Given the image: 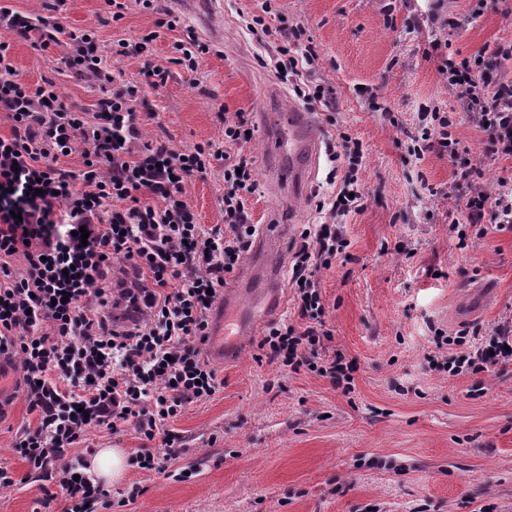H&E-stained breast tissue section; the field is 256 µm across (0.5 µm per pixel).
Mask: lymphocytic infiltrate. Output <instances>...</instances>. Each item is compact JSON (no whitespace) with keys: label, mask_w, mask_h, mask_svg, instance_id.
<instances>
[{"label":"lymphocytic infiltrate","mask_w":512,"mask_h":512,"mask_svg":"<svg viewBox=\"0 0 512 512\" xmlns=\"http://www.w3.org/2000/svg\"><path fill=\"white\" fill-rule=\"evenodd\" d=\"M29 17L0 7V112L11 123L0 136V356L17 359L30 411L39 415L14 446L30 471L63 491L68 512H95L107 502L101 485L66 459L88 429L134 424L147 440L161 439L165 451H138L133 465L161 469L174 456V441L162 436L168 419L188 405L212 397L217 373L202 356L209 338V313L227 276L236 271L256 226L249 197L257 190L253 160L228 155L207 142L177 150L164 141H142L135 109L145 87L165 83L168 68L149 61V39L119 40L117 57H145L144 84L117 85L103 63L91 31H73L68 66L79 78L104 88L94 113L76 112L59 101L55 84L32 86L19 79L9 59L10 35L32 39L47 50L59 21L41 19L32 37ZM301 28L284 30L281 66L312 75L318 56L302 46ZM438 72L459 111L485 133L487 156L512 157V80L500 68L512 59V44L492 55L458 58L430 44ZM455 122L439 107L418 113L411 156L430 150L447 155L456 170L449 192L466 191L465 212L453 219L459 241L485 236L489 227L512 224V175L480 185L482 169L465 156ZM345 171L327 203V219L305 225L295 253L292 279L300 317L307 326L283 324L261 341L269 360L304 368L351 392V363L340 351L320 356L332 341L326 329L319 273L344 253L343 220L364 208L367 194L358 172L360 141L339 133L328 146ZM80 154L82 168L59 161ZM224 163V226L204 229L186 201L190 177ZM86 237H78V230ZM123 258L137 283L111 290L105 283L114 258ZM143 306L134 327L112 328L101 307ZM456 350L434 368L457 376L512 363V319L491 331L461 332Z\"/></svg>","instance_id":"1"}]
</instances>
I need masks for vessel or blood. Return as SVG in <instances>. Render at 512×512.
<instances>
[{
    "mask_svg": "<svg viewBox=\"0 0 512 512\" xmlns=\"http://www.w3.org/2000/svg\"><path fill=\"white\" fill-rule=\"evenodd\" d=\"M266 162L268 166L282 165V174L290 188L302 185L311 173L319 154V139L315 133V120L311 113L299 110L279 112L266 119ZM282 246V227L276 223L265 224L253 248L254 256ZM258 293L263 309L253 320L230 324L229 315L241 304L246 292ZM282 306L276 268H265L251 286L235 283L225 286L224 296L216 306V321L210 339L208 354L227 364L239 356L242 336L255 334L263 322L277 314Z\"/></svg>",
    "mask_w": 512,
    "mask_h": 512,
    "instance_id": "1",
    "label": "vessel or blood"
}]
</instances>
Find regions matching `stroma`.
<instances>
[{
    "instance_id": "stroma-1",
    "label": "stroma",
    "mask_w": 512,
    "mask_h": 512,
    "mask_svg": "<svg viewBox=\"0 0 512 512\" xmlns=\"http://www.w3.org/2000/svg\"><path fill=\"white\" fill-rule=\"evenodd\" d=\"M434 0H410L385 13L384 0H128L113 20L104 0H66V30L93 31L104 57L121 39L154 34L156 63L168 67L165 85L146 91L142 138H162L180 150L224 138V118L243 113L254 130L247 149L257 191L254 224L286 216L280 288L286 296L275 323L298 322L291 284L293 254L304 225L323 222L318 201L337 190L327 151L295 193L276 190L265 159V116L288 107L312 113L321 142L340 132L364 149L359 180L365 208L344 219L346 255L321 270L319 286L332 346L355 363L345 394L307 370L260 359L259 337H246L238 360L216 365L220 390L168 420L179 449L163 469L128 466L108 483L127 497L106 512H512V364L456 377L431 370L434 330L453 336L512 318V228L460 243L450 232L460 197L429 190L454 179L438 151L415 159L406 151L422 105L451 111L454 96L423 49L449 40L450 52L470 57L512 44V0H497L472 23L448 32L427 16ZM180 19L159 27L163 12ZM265 32L254 31L253 17ZM300 27L319 55L314 83L322 101L296 96L295 80L278 70L282 28ZM194 33L210 51L189 73L175 64L178 41ZM65 34L48 51L12 40L11 60L32 85L51 80L61 102L94 111L101 89L73 77ZM376 97L384 112L373 111ZM224 164L192 177L186 198L199 224H224ZM411 255L398 253L400 244ZM13 370L0 372V466L13 474L0 490V512H66L63 496L13 450L19 433L37 425ZM146 440L133 427L89 430L68 457L88 466L102 448L133 457Z\"/></svg>"
}]
</instances>
